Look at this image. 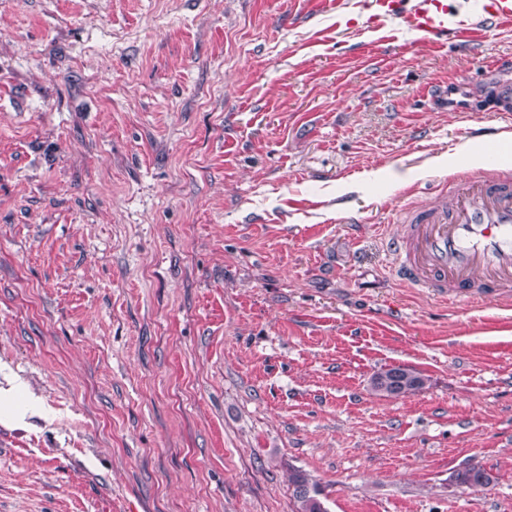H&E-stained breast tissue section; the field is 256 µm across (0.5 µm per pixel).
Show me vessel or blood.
I'll return each mask as SVG.
<instances>
[{
	"mask_svg": "<svg viewBox=\"0 0 512 512\" xmlns=\"http://www.w3.org/2000/svg\"><path fill=\"white\" fill-rule=\"evenodd\" d=\"M455 16L447 0H364L366 23L383 19L444 44L480 31L512 27V0H465ZM389 241L403 283L436 289L440 298L512 296V174H465L450 199L407 209Z\"/></svg>",
	"mask_w": 512,
	"mask_h": 512,
	"instance_id": "b4317fda",
	"label": "vessel or blood"
}]
</instances>
